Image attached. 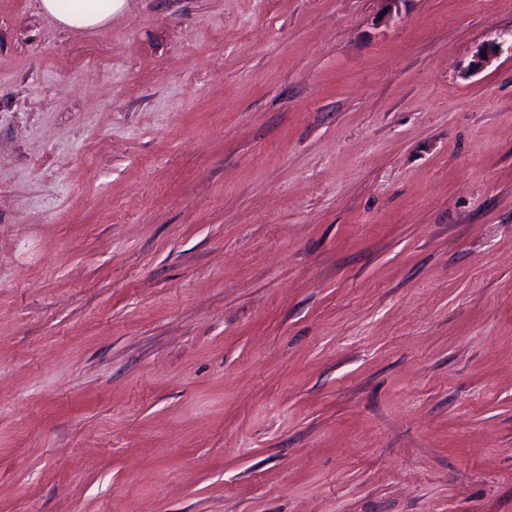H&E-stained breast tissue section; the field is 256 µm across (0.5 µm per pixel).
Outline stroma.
I'll return each instance as SVG.
<instances>
[{"mask_svg":"<svg viewBox=\"0 0 512 512\" xmlns=\"http://www.w3.org/2000/svg\"><path fill=\"white\" fill-rule=\"evenodd\" d=\"M512 0H0V512H512ZM42 10L62 26L86 30L106 24L125 0H40ZM66 3V5H63Z\"/></svg>","mask_w":512,"mask_h":512,"instance_id":"35a3bbf8","label":"stroma"}]
</instances>
